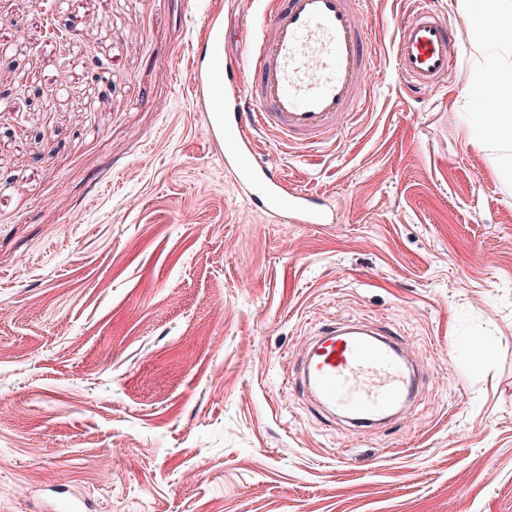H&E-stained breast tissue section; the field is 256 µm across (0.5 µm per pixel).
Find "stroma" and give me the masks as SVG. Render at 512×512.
<instances>
[{
    "label": "stroma",
    "mask_w": 512,
    "mask_h": 512,
    "mask_svg": "<svg viewBox=\"0 0 512 512\" xmlns=\"http://www.w3.org/2000/svg\"><path fill=\"white\" fill-rule=\"evenodd\" d=\"M422 2L456 30L445 84L408 96L409 0H360L357 119L312 150L256 132L336 211L283 224L245 202L193 91L205 19L232 54L244 0H0V73L47 99L0 129V512L42 488L96 512H512V140L469 135L487 54L458 0ZM73 13L100 25L45 40ZM340 322L389 331L421 375L360 432L301 384Z\"/></svg>",
    "instance_id": "obj_1"
}]
</instances>
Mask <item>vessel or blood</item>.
<instances>
[{
  "label": "vessel or blood",
  "instance_id": "1",
  "mask_svg": "<svg viewBox=\"0 0 512 512\" xmlns=\"http://www.w3.org/2000/svg\"><path fill=\"white\" fill-rule=\"evenodd\" d=\"M451 39L446 21L428 10L397 22L394 57L408 91L443 80L454 63ZM368 71L356 0H266L261 22L230 64L198 69L200 101H210L216 77L224 79V105L209 111L207 133L225 142L224 170L247 201L261 200L285 224L328 223L319 197L257 158L250 132L272 133L284 148L323 143L357 115ZM303 384L343 421L366 428L409 402L416 373L386 332L335 325L320 330Z\"/></svg>",
  "mask_w": 512,
  "mask_h": 512
}]
</instances>
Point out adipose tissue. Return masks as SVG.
Masks as SVG:
<instances>
[{
  "instance_id": "1",
  "label": "adipose tissue",
  "mask_w": 512,
  "mask_h": 512,
  "mask_svg": "<svg viewBox=\"0 0 512 512\" xmlns=\"http://www.w3.org/2000/svg\"><path fill=\"white\" fill-rule=\"evenodd\" d=\"M471 93L486 103L485 109L474 117L472 135H494L504 124H512V77L500 74L494 63H487L480 72Z\"/></svg>"
}]
</instances>
